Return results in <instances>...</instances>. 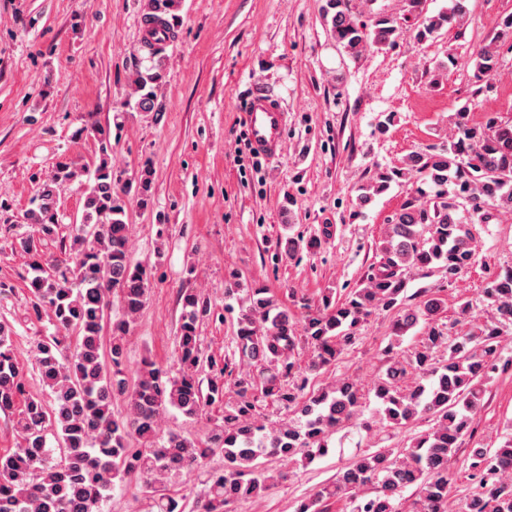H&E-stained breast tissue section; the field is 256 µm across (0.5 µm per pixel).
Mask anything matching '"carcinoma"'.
I'll return each instance as SVG.
<instances>
[{
  "mask_svg": "<svg viewBox=\"0 0 512 512\" xmlns=\"http://www.w3.org/2000/svg\"><path fill=\"white\" fill-rule=\"evenodd\" d=\"M467 13V0H451L448 9L422 20L415 39L422 42L445 27L459 26ZM323 18L337 46L351 56L366 47L391 46L401 35L387 16L360 19L349 0H326ZM145 24L142 49L155 58L174 34L157 14ZM511 41L509 13L501 18L497 36L463 62L473 67L476 81L492 79L501 47ZM463 63L450 57L438 69ZM156 79L150 74L137 80V105L146 112L154 108ZM454 125L456 142L411 152L401 166L376 171L357 195L356 215L391 185H412L376 246L377 260L363 285L339 296L323 293L301 323L266 286L251 288L248 305H226L230 317H219L236 323L233 358L221 368L205 357L199 333L200 321L211 317V304L198 292L185 291L173 365L164 368L145 358L132 377L123 340L147 301L150 272L131 260L128 191L116 189L106 161L111 132L98 128L102 159L85 194L81 223L60 233L58 190L74 177L63 164L42 184L27 215L34 234L20 240L33 271L28 279L32 310L37 316L48 313L54 326V333L34 347L35 365L52 402L27 393L12 330L1 323L0 411L11 413L18 404L21 409L16 447L0 455V512H100L115 485L136 475L152 489L150 512H177L178 503L162 493V485L173 473L203 468L215 452L224 455V472L211 475L196 512H231L235 503L257 495L274 479L253 477L261 455L289 457L306 448L311 459L358 413L363 394L352 381L329 390L308 389L299 351L311 352L307 370L325 368L356 343L358 329L377 310L396 314L393 339L384 351V378L374 387L378 411L395 426L422 414L434 417L435 426L402 452L357 453L332 482L301 501L297 512H328V501L335 498L348 500L351 512H448V461L470 434L485 386L499 370L503 327L512 325L511 269L492 276L483 288L494 320L476 333L449 335L439 318L444 302L430 289L408 296L412 269L424 274L437 269L452 280L472 263V231L458 216L461 204L485 222L492 217L490 206L512 210V119L489 113L474 124L464 106L455 112ZM151 182L152 172L145 167L137 181L142 209L151 203ZM50 242L56 251L48 254L44 246ZM113 295L119 314L110 318ZM412 297L418 302H410ZM416 329L422 336L412 358L396 359L394 348ZM442 348L448 349L446 360L439 359ZM238 364H250L255 372L234 380L236 399L226 403L225 374ZM116 397L126 401L120 418L112 412ZM221 402L223 424L208 441L159 437L167 408L198 417ZM263 402L291 412L293 419L266 431L259 422ZM51 430L61 447L58 460L47 446ZM466 460L477 491L463 512H512V437L496 448H470ZM408 488L413 493L407 505L403 491Z\"/></svg>",
  "mask_w": 512,
  "mask_h": 512,
  "instance_id": "cac0c4a2",
  "label": "carcinoma"
}]
</instances>
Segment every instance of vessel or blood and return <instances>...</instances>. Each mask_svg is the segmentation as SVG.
<instances>
[{
  "label": "vessel or blood",
  "instance_id": "b4317fda",
  "mask_svg": "<svg viewBox=\"0 0 512 512\" xmlns=\"http://www.w3.org/2000/svg\"><path fill=\"white\" fill-rule=\"evenodd\" d=\"M245 120L252 148L262 157H276L288 121L280 102L267 90L256 89L247 100Z\"/></svg>",
  "mask_w": 512,
  "mask_h": 512
}]
</instances>
